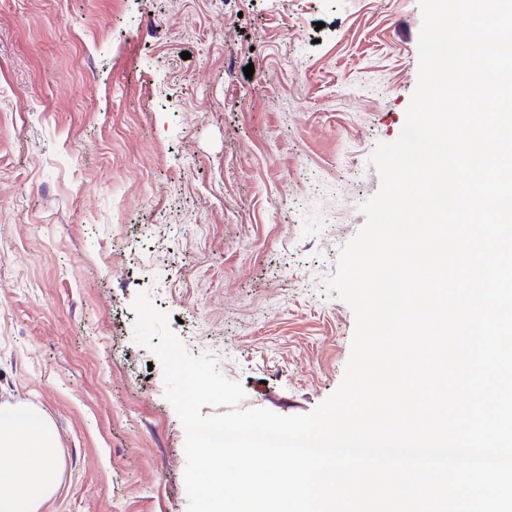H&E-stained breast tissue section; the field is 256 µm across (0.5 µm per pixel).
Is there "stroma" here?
Here are the masks:
<instances>
[{
    "mask_svg": "<svg viewBox=\"0 0 512 512\" xmlns=\"http://www.w3.org/2000/svg\"><path fill=\"white\" fill-rule=\"evenodd\" d=\"M422 23L418 0H0V400L55 424L44 512H188L138 293L243 407L337 390L355 316L326 280Z\"/></svg>",
    "mask_w": 512,
    "mask_h": 512,
    "instance_id": "35a3bbf8",
    "label": "stroma"
}]
</instances>
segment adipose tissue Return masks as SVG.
<instances>
[{"mask_svg": "<svg viewBox=\"0 0 512 512\" xmlns=\"http://www.w3.org/2000/svg\"><path fill=\"white\" fill-rule=\"evenodd\" d=\"M0 512H42L56 496L63 458L54 424L42 410L0 402Z\"/></svg>", "mask_w": 512, "mask_h": 512, "instance_id": "ef3b65f1", "label": "adipose tissue"}]
</instances>
